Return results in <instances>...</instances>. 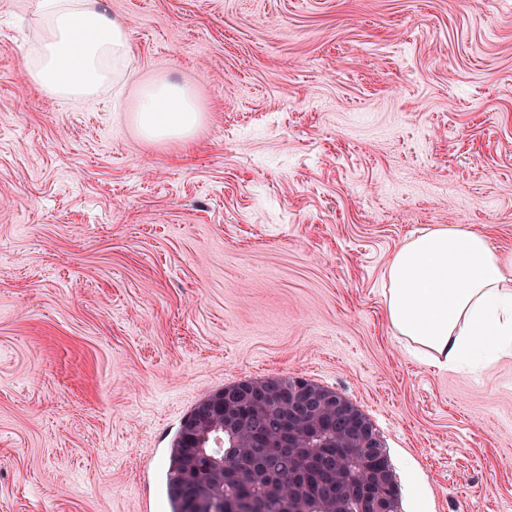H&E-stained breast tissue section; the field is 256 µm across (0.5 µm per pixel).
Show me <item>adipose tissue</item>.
<instances>
[{
    "instance_id": "ef3b65f1",
    "label": "adipose tissue",
    "mask_w": 512,
    "mask_h": 512,
    "mask_svg": "<svg viewBox=\"0 0 512 512\" xmlns=\"http://www.w3.org/2000/svg\"><path fill=\"white\" fill-rule=\"evenodd\" d=\"M33 54L28 83L68 100H90L124 81L130 29L100 0H32ZM132 120L151 143L186 144L206 120L194 90L167 77L143 85ZM387 322L406 351L425 364L483 371L512 357V255L461 225L405 241L383 273Z\"/></svg>"
}]
</instances>
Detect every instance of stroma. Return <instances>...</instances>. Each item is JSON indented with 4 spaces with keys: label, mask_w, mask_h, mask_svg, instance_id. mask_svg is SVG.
<instances>
[{
    "label": "stroma",
    "mask_w": 512,
    "mask_h": 512,
    "mask_svg": "<svg viewBox=\"0 0 512 512\" xmlns=\"http://www.w3.org/2000/svg\"><path fill=\"white\" fill-rule=\"evenodd\" d=\"M0 0V512H170L208 395L299 376L375 424L400 512H512V358L440 371L392 336L382 275L460 224L512 253V0H102L122 94L25 78ZM198 91L185 146L131 124ZM132 120L150 143L187 144L205 122L206 111L192 88L159 76L141 87Z\"/></svg>",
    "instance_id": "1"
}]
</instances>
